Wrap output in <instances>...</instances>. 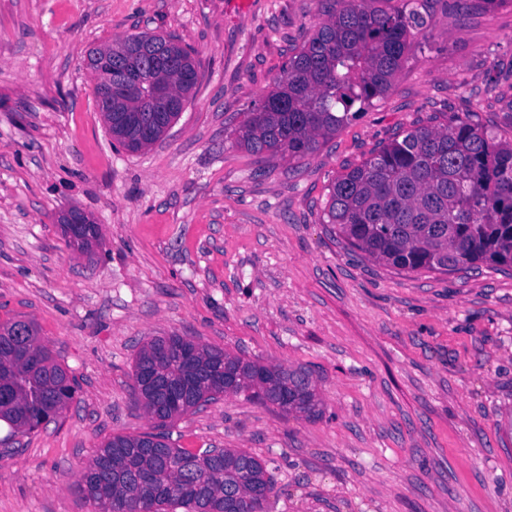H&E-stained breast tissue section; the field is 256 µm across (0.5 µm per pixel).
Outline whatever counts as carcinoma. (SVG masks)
Instances as JSON below:
<instances>
[{
	"mask_svg": "<svg viewBox=\"0 0 512 512\" xmlns=\"http://www.w3.org/2000/svg\"><path fill=\"white\" fill-rule=\"evenodd\" d=\"M379 0H319L318 22L282 75L236 130V143L253 154L286 152L302 157L318 139L336 134L383 98L406 61L412 32H426L432 17L420 0L400 8ZM112 45V64L90 68L112 86L138 70L142 91L112 104V137L131 152L160 139L182 109L167 111L155 90L158 78L184 105L196 85L191 52L167 35L143 32ZM152 129L142 139L139 130ZM349 244L367 257L410 272H451L477 263L512 267V143L503 142L456 112L444 123L419 127L383 145L335 178L323 210ZM100 228L86 224L71 246L92 253ZM245 360L183 336L146 342L134 362V391L157 433L116 434L80 477L78 489L99 512H265L274 486L265 465L235 448L194 452L176 448L162 431L167 423L224 394V373L245 394L307 417L319 411L309 376L280 365H262L256 381ZM150 370L158 386L142 385ZM179 389L181 412L161 407L160 389ZM76 393L75 379L57 361L32 322L0 323V421L10 435H24L56 418Z\"/></svg>",
	"mask_w": 512,
	"mask_h": 512,
	"instance_id": "carcinoma-1",
	"label": "carcinoma"
}]
</instances>
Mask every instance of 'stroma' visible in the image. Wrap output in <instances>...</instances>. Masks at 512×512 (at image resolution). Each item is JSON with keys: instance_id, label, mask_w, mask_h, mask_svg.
<instances>
[{"instance_id": "1", "label": "stroma", "mask_w": 512, "mask_h": 512, "mask_svg": "<svg viewBox=\"0 0 512 512\" xmlns=\"http://www.w3.org/2000/svg\"><path fill=\"white\" fill-rule=\"evenodd\" d=\"M428 7L389 93L291 158L233 132L317 0H0V323L34 322L77 381L0 449V512H93L81 473L112 435L154 431L134 360L173 335L308 373L318 416L227 394L167 427L176 447L261 460L266 512H512V267L406 272L322 220L331 180L402 131L468 112L512 142V0ZM141 32L187 46L197 84L132 153L87 56ZM72 208L101 226L93 255L62 234Z\"/></svg>"}]
</instances>
